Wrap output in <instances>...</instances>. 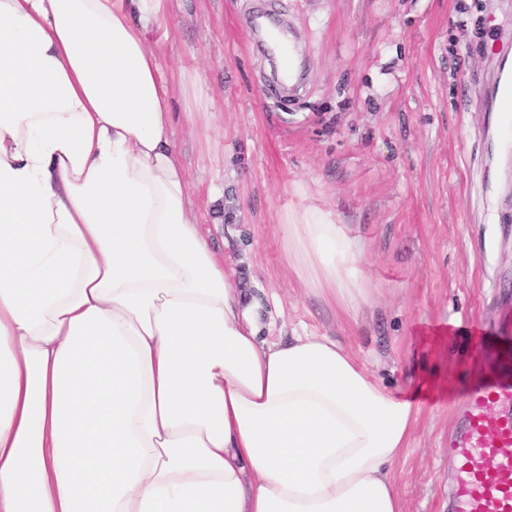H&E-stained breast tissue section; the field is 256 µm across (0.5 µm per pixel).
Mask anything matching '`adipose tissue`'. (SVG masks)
I'll return each mask as SVG.
<instances>
[{
    "label": "adipose tissue",
    "mask_w": 512,
    "mask_h": 512,
    "mask_svg": "<svg viewBox=\"0 0 512 512\" xmlns=\"http://www.w3.org/2000/svg\"><path fill=\"white\" fill-rule=\"evenodd\" d=\"M167 7L0 0V512H404L418 406L334 338H262L199 230ZM281 222L311 292L366 299L332 211Z\"/></svg>",
    "instance_id": "1"
}]
</instances>
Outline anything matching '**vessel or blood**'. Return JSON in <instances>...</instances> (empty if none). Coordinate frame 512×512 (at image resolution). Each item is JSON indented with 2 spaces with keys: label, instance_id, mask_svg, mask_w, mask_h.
<instances>
[{
  "label": "vessel or blood",
  "instance_id": "obj_1",
  "mask_svg": "<svg viewBox=\"0 0 512 512\" xmlns=\"http://www.w3.org/2000/svg\"><path fill=\"white\" fill-rule=\"evenodd\" d=\"M448 452L461 473L454 512H512V368L471 392Z\"/></svg>",
  "mask_w": 512,
  "mask_h": 512
}]
</instances>
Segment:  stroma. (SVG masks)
Returning a JSON list of instances; mask_svg holds the SVG:
<instances>
[{"instance_id": "1", "label": "stroma", "mask_w": 512, "mask_h": 512, "mask_svg": "<svg viewBox=\"0 0 512 512\" xmlns=\"http://www.w3.org/2000/svg\"><path fill=\"white\" fill-rule=\"evenodd\" d=\"M267 22L296 39L295 91ZM148 39L202 231L266 336L336 337L415 396L398 491L405 512H450L458 407L512 343V0H171ZM299 205L363 241L357 313L289 270L280 218Z\"/></svg>"}]
</instances>
